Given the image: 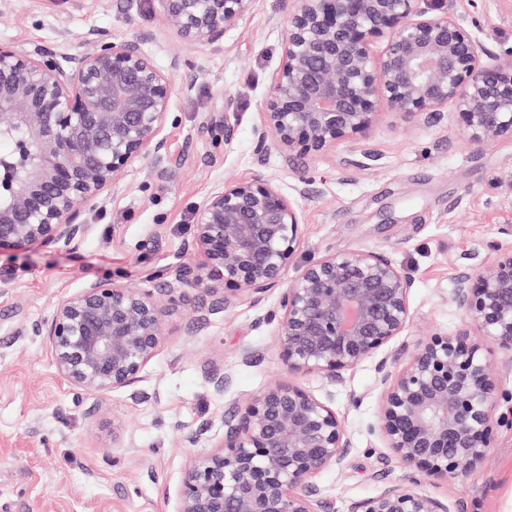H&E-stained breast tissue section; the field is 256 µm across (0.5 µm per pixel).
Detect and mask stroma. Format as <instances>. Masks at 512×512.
<instances>
[{"label": "stroma", "mask_w": 512, "mask_h": 512, "mask_svg": "<svg viewBox=\"0 0 512 512\" xmlns=\"http://www.w3.org/2000/svg\"><path fill=\"white\" fill-rule=\"evenodd\" d=\"M291 5L253 0L218 51L182 41L154 0H143L130 20L123 0L0 5L1 41L75 53L93 29L114 41L138 35L175 87L163 161L131 164L75 247L0 256V512H175L186 467L219 445L225 413L274 382L330 401L351 437L342 467L317 478L328 512H346L351 502L411 478L377 428L378 357L336 384L289 372L266 319L278 289L210 315L202 326L195 294L174 298L164 348L133 388L103 396L73 390L37 333L58 299L88 280L159 291L173 266L194 258L195 209L218 186L257 177L273 180L301 213L303 235L285 280L330 250L382 251L415 279L412 317L395 347L461 325L451 300L457 275L500 225H512V142L474 150L452 116L424 124L390 111L365 141L369 160L347 142L316 159L258 154L253 130L281 64ZM450 6L490 52L512 53V0ZM175 56L182 61L176 70ZM227 119L234 126L228 139L215 132ZM304 178L310 185L302 196ZM219 370L233 378L221 395L208 381ZM428 490L451 512H512V429L500 430L474 475Z\"/></svg>", "instance_id": "stroma-1"}]
</instances>
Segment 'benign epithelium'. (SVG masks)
I'll use <instances>...</instances> for the list:
<instances>
[{
	"label": "benign epithelium",
	"instance_id": "obj_1",
	"mask_svg": "<svg viewBox=\"0 0 512 512\" xmlns=\"http://www.w3.org/2000/svg\"><path fill=\"white\" fill-rule=\"evenodd\" d=\"M166 26L218 49L253 0H155ZM295 0L283 63L260 105L257 152L321 156L367 138L386 107L431 123L450 110L473 148L512 140V62L490 54L448 0ZM80 53L30 50L0 41V255L74 247L86 215L134 161L162 159L161 136L175 92L143 48L87 34ZM384 45L376 55L373 45ZM195 250L161 292L95 280L59 298L37 327L52 362L78 392L133 385L166 341L165 300L191 292L198 320L258 301L280 287L277 344L288 371L329 383L403 334L413 276L383 252L329 251L283 283L302 235L295 202L270 179L227 183L194 213ZM485 257L455 278L464 315L453 333H433L397 374L378 364L377 427L398 462L417 473L353 501L347 512H451L429 480L471 475L484 464L512 401L489 359L512 353V225L498 228ZM352 448L329 403L274 383L224 415L217 449L183 473L175 512H321L316 482Z\"/></svg>",
	"mask_w": 512,
	"mask_h": 512
}]
</instances>
